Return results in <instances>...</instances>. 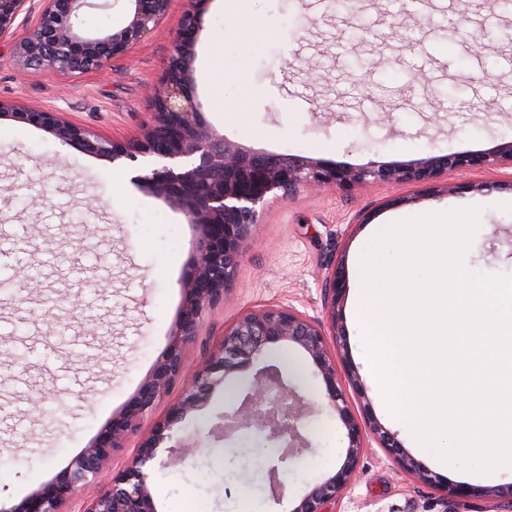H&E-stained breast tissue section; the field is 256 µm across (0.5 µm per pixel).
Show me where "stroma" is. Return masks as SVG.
Instances as JSON below:
<instances>
[{
	"label": "stroma",
	"mask_w": 512,
	"mask_h": 512,
	"mask_svg": "<svg viewBox=\"0 0 512 512\" xmlns=\"http://www.w3.org/2000/svg\"><path fill=\"white\" fill-rule=\"evenodd\" d=\"M351 0L337 15L315 0H240L239 9L270 34L251 39L227 23L210 0L192 64L195 98L205 120L226 141L267 154L322 159L361 168L416 162L463 151L495 150L512 141V47L494 38L512 27V13L495 0ZM185 0H172L163 22L125 56L89 74H33L18 65L14 40L0 41V99L51 109L110 139H135L153 105L180 27ZM130 0H89L81 25L89 32L121 28ZM363 38L347 40L354 25ZM242 65L227 83L208 62ZM232 95L240 109L218 103ZM137 167L112 163L62 144L37 127L0 119V223L17 225V254L39 277L16 276L14 298L0 300V512L61 478L69 463L122 411L164 356L179 318L180 282L196 253V231L184 214L137 183ZM453 192L419 184H365L314 193L301 187L270 200L247 241L222 301L209 308L183 351L202 364L224 331L244 312L286 304L308 316L326 315L324 286L342 261L347 291L339 307L345 336L338 370L360 375L377 420L440 484L405 473L377 444L366 448L350 490L334 512H512V499L481 489L512 485V468L495 479L436 466L409 428L389 413L368 372L365 335L352 315L364 241L377 225L439 207L482 206L466 267L512 274V166L448 171ZM486 183L483 191L471 190ZM70 336L56 338L60 327ZM254 371L189 414L180 435L191 450L180 462L158 448L150 490L158 512H290L306 489L336 470L348 445L340 420L323 407L304 419L307 448L280 466V500L268 492L267 469L279 450L252 432L226 443L209 427L248 390ZM174 385L113 458L110 471L85 490L102 493L169 408ZM475 488L452 497L449 487Z\"/></svg>",
	"instance_id": "obj_1"
}]
</instances>
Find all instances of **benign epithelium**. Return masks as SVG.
Returning <instances> with one entry per match:
<instances>
[{
	"label": "benign epithelium",
	"instance_id": "1",
	"mask_svg": "<svg viewBox=\"0 0 512 512\" xmlns=\"http://www.w3.org/2000/svg\"><path fill=\"white\" fill-rule=\"evenodd\" d=\"M126 24L101 34L83 30L79 18L88 0H0V40H16L17 56L34 73L83 74L105 68L126 54L164 20L171 0H131ZM209 0H188L174 40L164 81L150 88L151 121L131 144L100 137L53 110H32L0 100V118L12 117L44 129L60 142L112 163L152 156L173 165L154 168L138 177L149 193L161 197L198 231V253L181 281L180 318L168 349L151 378L122 412L112 417L95 441L72 460L63 477L32 492L9 512H62L67 501L80 497L90 479L106 470L156 403L176 382H183L179 401L139 447L130 464L112 476V487L85 499L83 512H157L149 488L156 449L174 437L188 414L202 407L216 388L238 372L263 360L271 350L287 345L303 352L322 383V399L346 429L348 446L336 471L313 484L289 512H329L356 475L369 440H374L405 472L433 485L437 477L410 456L393 433L383 427L366 401L362 380L351 367L346 378L336 369L326 336L340 339L342 326L331 315L324 324L290 305H271L242 314L218 348L194 372L186 373L183 348L197 335L206 310L224 298L247 240L260 224L268 196L287 195L301 185L345 189L356 184L428 183L447 170H483L512 164V142L489 153H456L411 163L358 169L295 155L243 151L224 140L203 118L195 102L190 77L197 34ZM346 290L343 266L332 269L325 283L331 308ZM361 400L355 412L347 389ZM309 403L296 385L273 365L257 370L240 403L224 408L211 433L226 440L245 431L258 432L281 448L274 474L298 449L305 447L300 422Z\"/></svg>",
	"mask_w": 512,
	"mask_h": 512
}]
</instances>
